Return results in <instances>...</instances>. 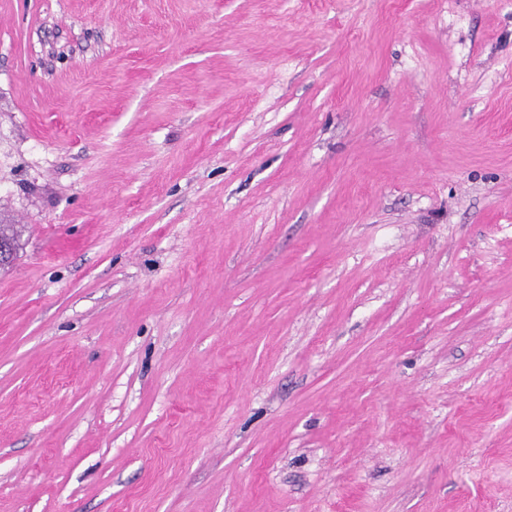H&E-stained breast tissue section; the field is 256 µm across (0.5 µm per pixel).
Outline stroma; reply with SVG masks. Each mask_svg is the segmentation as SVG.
Returning a JSON list of instances; mask_svg holds the SVG:
<instances>
[{"mask_svg":"<svg viewBox=\"0 0 512 512\" xmlns=\"http://www.w3.org/2000/svg\"><path fill=\"white\" fill-rule=\"evenodd\" d=\"M0 512H512V0H0Z\"/></svg>","mask_w":512,"mask_h":512,"instance_id":"1","label":"stroma"}]
</instances>
